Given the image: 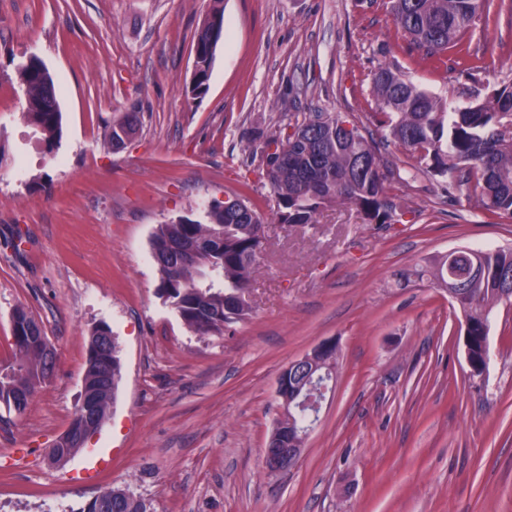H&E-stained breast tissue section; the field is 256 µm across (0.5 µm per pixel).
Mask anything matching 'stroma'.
Here are the masks:
<instances>
[{"label":"stroma","instance_id":"1","mask_svg":"<svg viewBox=\"0 0 512 512\" xmlns=\"http://www.w3.org/2000/svg\"><path fill=\"white\" fill-rule=\"evenodd\" d=\"M490 3L432 62L398 35L387 0H223L224 37L195 99L193 40L211 0H0V363L20 307L57 354L22 414L0 408V512H79L125 486L154 512H512V305L489 316L478 376L463 313L412 274L453 248L512 246V220L417 171L372 119L384 65L443 98L512 84V0ZM31 56L58 92L52 155L23 116L17 66ZM133 110L138 133L113 149V124ZM315 112L374 143L406 222L369 224L342 205L313 224L277 222L252 132ZM227 196L265 222L251 311L199 336L157 293L151 237ZM100 324L122 378L103 426L58 465L49 450ZM328 339L336 384L296 464L268 476L277 378Z\"/></svg>","mask_w":512,"mask_h":512}]
</instances>
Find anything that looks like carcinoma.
<instances>
[{
    "instance_id": "cac0c4a2",
    "label": "carcinoma",
    "mask_w": 512,
    "mask_h": 512,
    "mask_svg": "<svg viewBox=\"0 0 512 512\" xmlns=\"http://www.w3.org/2000/svg\"><path fill=\"white\" fill-rule=\"evenodd\" d=\"M486 0H401L394 14L397 29L410 43L424 51L425 58H438L458 45L469 27L484 11ZM224 32L222 0H213L209 13L195 34L198 70L190 93L203 97L208 90L211 63ZM25 89L24 115L42 135L48 150L58 148L62 137V113L54 80L38 58L18 65ZM380 127L417 160V169L438 176L460 188L479 192V202L488 213L512 219V85L486 94L476 85H465L444 101L405 79L395 67H380L373 74ZM343 121L339 115L319 114L301 123V136L292 140L287 129L270 137L258 133L263 147L288 146V159L275 165L262 154V165L276 201L281 224H314L327 205L357 209L369 224H391L400 217L388 194L394 172L377 161L374 146L360 133L340 137L324 129L326 122ZM259 213L235 218L224 202L213 200L204 220L181 217L158 225L151 239V253L159 273L158 292L182 322L199 336L222 335L226 324L245 318L244 304L257 266L261 242L256 225ZM197 240L211 247L210 280L191 263L177 261L173 245ZM486 273L480 281L465 285L456 305L470 324L472 362L481 363L485 326L493 308L502 302L501 277L512 276V248L482 251ZM464 271L462 259L453 264L436 258L430 267L438 281ZM36 320L24 308L13 314V360L0 364V406L22 413L32 396L46 384L41 344L31 341L30 327ZM114 393L95 394V423L102 425ZM83 404L73 417L75 443L91 436L82 420ZM80 512H150L145 499L129 496L112 487L90 500Z\"/></svg>"
}]
</instances>
